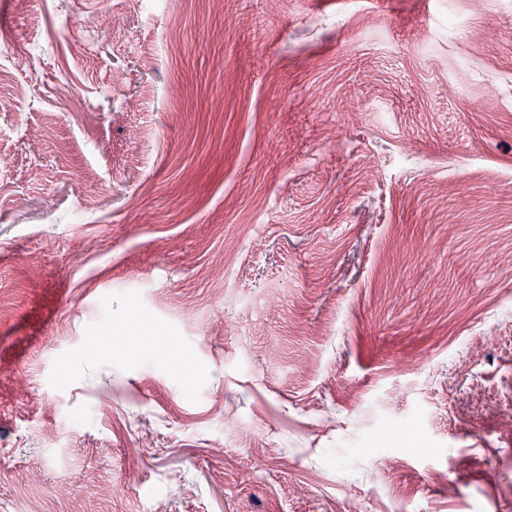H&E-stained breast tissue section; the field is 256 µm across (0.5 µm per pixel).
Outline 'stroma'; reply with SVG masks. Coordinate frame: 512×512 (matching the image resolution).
Wrapping results in <instances>:
<instances>
[{"label":"stroma","mask_w":512,"mask_h":512,"mask_svg":"<svg viewBox=\"0 0 512 512\" xmlns=\"http://www.w3.org/2000/svg\"><path fill=\"white\" fill-rule=\"evenodd\" d=\"M0 78V512H512V0H0Z\"/></svg>","instance_id":"obj_1"}]
</instances>
